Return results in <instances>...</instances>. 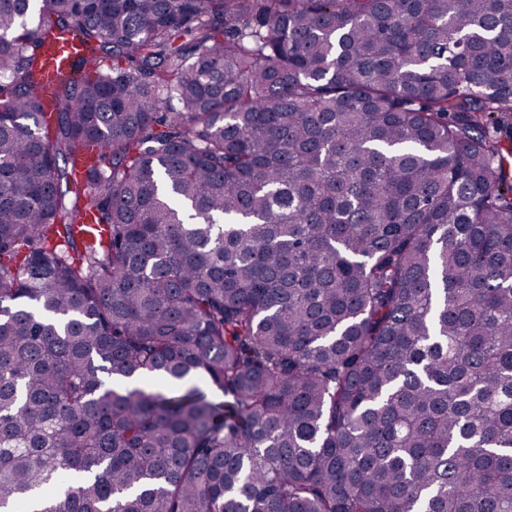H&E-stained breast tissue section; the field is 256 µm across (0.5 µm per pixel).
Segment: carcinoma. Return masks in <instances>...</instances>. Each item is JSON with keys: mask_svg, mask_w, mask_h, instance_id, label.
I'll use <instances>...</instances> for the list:
<instances>
[{"mask_svg": "<svg viewBox=\"0 0 512 512\" xmlns=\"http://www.w3.org/2000/svg\"><path fill=\"white\" fill-rule=\"evenodd\" d=\"M0 512H512V0H0ZM76 43V38L72 39V36H67L64 33H55L44 39L43 48L41 49V60L46 69L47 80L45 79L44 82L38 84L34 91L46 103V112H50L48 107L50 75L61 68H66L69 71V67H67L68 62L80 52V48L75 45Z\"/></svg>", "mask_w": 512, "mask_h": 512, "instance_id": "obj_1", "label": "carcinoma"}]
</instances>
